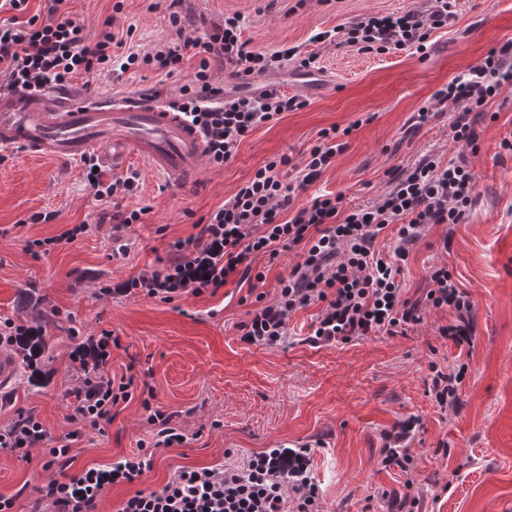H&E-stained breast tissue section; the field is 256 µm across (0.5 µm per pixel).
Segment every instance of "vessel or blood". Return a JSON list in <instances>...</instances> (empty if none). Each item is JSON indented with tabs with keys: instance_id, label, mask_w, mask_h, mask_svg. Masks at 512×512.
<instances>
[{
	"instance_id": "obj_1",
	"label": "vessel or blood",
	"mask_w": 512,
	"mask_h": 512,
	"mask_svg": "<svg viewBox=\"0 0 512 512\" xmlns=\"http://www.w3.org/2000/svg\"><path fill=\"white\" fill-rule=\"evenodd\" d=\"M78 160L95 155L107 169L129 158L145 161L169 183L190 186L204 176L206 143L199 129L169 103L145 93L52 99L0 89V151Z\"/></svg>"
}]
</instances>
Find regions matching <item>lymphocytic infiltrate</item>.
Wrapping results in <instances>:
<instances>
[{
  "instance_id": "f902f5d3",
  "label": "lymphocytic infiltrate",
  "mask_w": 512,
  "mask_h": 512,
  "mask_svg": "<svg viewBox=\"0 0 512 512\" xmlns=\"http://www.w3.org/2000/svg\"><path fill=\"white\" fill-rule=\"evenodd\" d=\"M28 0H0V77L9 89L62 88L80 73L118 67L128 72L141 65L172 73L186 52L200 61L193 80L180 89L177 106L202 132L213 164L231 160L240 143L258 126L286 112L305 107V100L267 83L269 74L288 62L310 75L317 70V54L299 56L297 48L273 51L250 47L243 40V18L235 14L223 23L182 43L144 55L123 53V39L104 29L88 41L83 23L63 12L64 0H51L46 18L27 16ZM453 0H423L399 13L361 15L330 31L340 46L359 53L424 50L426 40L446 29L454 18ZM222 59L238 81L233 91L212 80L211 58ZM512 83V39L492 49L468 77H456L439 89L437 105L451 108L453 139L475 144L476 126L490 100ZM335 130H322L300 161L283 156L269 161L243 182L224 205L214 211L197 234L173 243L174 256L162 266L115 285L118 294L138 289L147 297L170 302L204 291H218L229 282L264 283L265 272L253 265L257 255L277 262L294 254L288 275L279 276L273 298L257 293L256 306L242 322L241 339L252 345L276 346L288 337V324L299 311L317 307L310 325L312 343L345 342L353 338L396 335L398 328L418 324L427 308L446 309L453 321L439 332L455 346L472 341V304L453 281L447 266L428 270L424 296L406 297L400 275L409 248L429 226L462 223L475 199L476 182L463 162L421 159L395 173L388 193L374 206L349 208L342 196L322 195L298 203L331 165L339 152ZM87 187L104 203L134 194L140 175L132 171L104 178L95 157L84 160ZM396 226L391 253L377 251L378 236ZM118 337L102 332L95 339L98 374L88 377L86 366L76 368L74 408L67 416L71 430L62 444L51 437L35 414L18 416L0 428V450L29 460L40 447L48 464L66 469L75 458L73 445L88 431L105 432L112 411L129 401L133 380L107 376L105 369ZM146 446L106 465L93 466L65 479H51L40 491L32 512H96L99 500L112 485L131 483L149 468ZM306 452L274 448L215 467L183 468L158 491L136 492L116 512H321L317 486L308 475Z\"/></svg>"
}]
</instances>
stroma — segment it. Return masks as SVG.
<instances>
[{
    "mask_svg": "<svg viewBox=\"0 0 512 512\" xmlns=\"http://www.w3.org/2000/svg\"><path fill=\"white\" fill-rule=\"evenodd\" d=\"M422 0H183L187 30L204 31L226 16H243L251 46H297L319 54L323 80L303 84L293 66L272 79L307 105L283 113L245 138L235 156L207 166L191 188L169 185L134 160L141 184L118 201L121 212L146 208L143 223L116 231L102 224L73 241L63 231L101 212L78 163L35 158L19 150L0 155V317L15 315L20 291L34 289L54 356L49 381L26 389L12 375L0 389V427L18 413L34 411L52 437L71 426L74 399L70 356L77 344L109 330L119 336L111 371L134 379L131 400L121 403L105 434H87L75 446L71 473L137 452L150 440L139 394L154 391V405L174 412L186 443L157 448L151 466L133 483L116 485L97 512H115L136 491L161 489L181 467L223 463L225 453L250 455L271 448L310 450V476L324 512H380L382 495L417 498L418 512H512V151L500 142L512 135V85L487 105L476 148L453 143L454 115L439 111L419 131L410 118L433 94L468 74L486 54L512 38V0H457L447 32L434 34L427 54L357 53L333 42L312 43L365 13L400 12ZM65 0L63 9L97 36L107 19L126 31V49L148 53L177 43L169 23L170 0ZM185 58L170 76L143 66L123 75L96 71L76 76L72 87L94 95L150 93L171 101L195 73ZM350 128L345 150L300 197L343 196L350 207L375 205L390 188L392 170L408 169L427 154L465 158L475 175V202L465 221L433 226L412 248L401 286L422 295L428 269L447 265L473 305V345L460 354L439 335L452 315L426 311L421 324L403 333L368 336L315 346L305 337L316 313L308 308L290 321L291 338L274 347L241 341L238 324L249 303L227 284L172 302L141 295L113 297L104 287L137 277L167 262L174 241L194 235L200 220L223 205L254 172L287 155L299 159L322 130ZM54 212L48 224L28 223L36 212ZM51 240L49 251L36 241ZM127 253H118L119 243ZM463 367L459 404L444 411L431 396V364ZM417 418L407 442L413 479L383 467L385 434ZM42 450L25 462L0 451V495L21 507L57 476L44 469Z\"/></svg>",
    "mask_w": 512,
    "mask_h": 512,
    "instance_id": "1",
    "label": "stroma"
}]
</instances>
